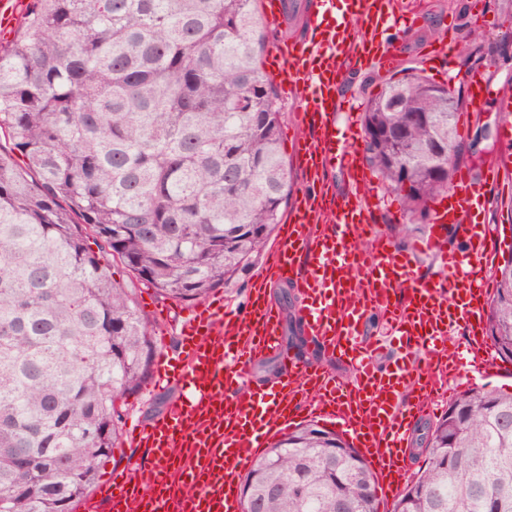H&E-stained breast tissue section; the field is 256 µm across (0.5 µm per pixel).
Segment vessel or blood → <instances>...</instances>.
<instances>
[{"label": "vessel or blood", "instance_id": "b4317fda", "mask_svg": "<svg viewBox=\"0 0 512 512\" xmlns=\"http://www.w3.org/2000/svg\"><path fill=\"white\" fill-rule=\"evenodd\" d=\"M335 14L320 8L308 20V37L268 56L302 102L294 138L305 186L282 225L269 258L256 275L245 311L215 302L194 310L180 332L177 356L160 353L155 384H176L181 398L169 410L129 432L132 445L147 448L152 488L142 491L113 474L85 498L82 512H243L241 483L269 441L306 418L336 427L374 466L380 493L395 496L407 482L409 441L415 423L435 411L438 398L458 378L484 380L501 366L485 334V303L492 293L487 225L472 221L499 164L477 182L461 179L433 221L464 238L451 251L431 233L425 246L440 262L439 279L419 280L410 255L375 232L373 179L357 161L360 114L354 100L338 94L347 64L391 65L396 48L381 44L380 26L394 17L396 0H344ZM365 21L356 37L351 24ZM348 177L347 194L336 195L329 168ZM292 283L300 298L306 335L351 369L340 378L318 364L290 361L268 385L247 388L243 378L260 357L281 349V313L267 293ZM385 320L381 336L364 333L369 316ZM469 344L460 361L455 335ZM396 357L379 366L383 343ZM424 371H417L418 362Z\"/></svg>", "mask_w": 512, "mask_h": 512}]
</instances>
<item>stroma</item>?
Wrapping results in <instances>:
<instances>
[{"instance_id":"stroma-1","label":"stroma","mask_w":512,"mask_h":512,"mask_svg":"<svg viewBox=\"0 0 512 512\" xmlns=\"http://www.w3.org/2000/svg\"><path fill=\"white\" fill-rule=\"evenodd\" d=\"M403 9H419L411 26L405 32L390 28L380 32L381 41L394 40L400 46L393 66L374 68L354 67L347 71L339 94L365 103L377 94L384 81L406 67L416 69L436 83L461 90L458 77L463 58L480 56L477 67L490 86V93L482 103L470 106L460 113L458 133L468 139L478 122L491 120L493 135L486 142L480 156L460 160V172L480 179L488 164L512 155V145H506L507 132L499 110V100L512 95V0H400ZM476 27L484 33L481 43L470 42L468 28ZM476 223L491 225L496 251V265L512 260V168L508 169L498 189L489 193L488 203L475 217ZM113 277L132 288L135 301L150 321L157 350L177 353L179 333L189 312L188 306L160 298L154 289L137 281L120 263L112 265ZM181 390L171 385L155 388L145 385L142 390L127 395L121 404L122 422L117 448L110 458L99 465L100 477L111 473L128 474L149 467L145 449L131 446L129 429L135 424H146L165 411L168 404L180 396Z\"/></svg>"}]
</instances>
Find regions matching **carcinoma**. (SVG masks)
I'll use <instances>...</instances> for the list:
<instances>
[{
  "mask_svg": "<svg viewBox=\"0 0 512 512\" xmlns=\"http://www.w3.org/2000/svg\"><path fill=\"white\" fill-rule=\"evenodd\" d=\"M265 49L256 0H28L0 44V512H74L118 402L150 378L152 327L112 260L193 305L281 223L292 174ZM462 106L409 68L365 103V160L413 219L477 153ZM497 273L489 338L512 362V260ZM423 440L390 512H512L511 394L464 392ZM241 496L243 512H379L368 463L316 423L268 448Z\"/></svg>",
  "mask_w": 512,
  "mask_h": 512,
  "instance_id": "cac0c4a2",
  "label": "carcinoma"
}]
</instances>
